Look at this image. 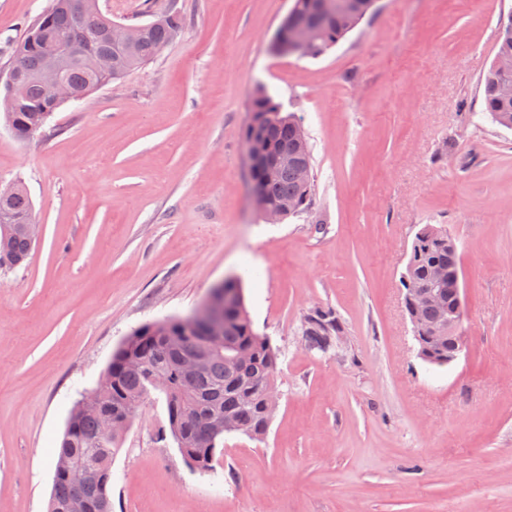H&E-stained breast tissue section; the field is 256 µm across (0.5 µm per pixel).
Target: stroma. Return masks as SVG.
<instances>
[{
	"mask_svg": "<svg viewBox=\"0 0 512 512\" xmlns=\"http://www.w3.org/2000/svg\"><path fill=\"white\" fill-rule=\"evenodd\" d=\"M49 3L0 0V77ZM173 3L186 25L153 61L28 141L0 122V184H24L40 227L0 271V512H47L69 413L113 351L231 277L280 352L267 437L225 435L196 470L153 392L112 460V512H512V129L481 113L512 0H377L317 58L269 50L292 0H99L125 24ZM260 84L313 155V204L279 224L248 192ZM426 224L460 255L445 367L418 357L400 282ZM316 307L344 321L326 352L301 333Z\"/></svg>",
	"mask_w": 512,
	"mask_h": 512,
	"instance_id": "stroma-1",
	"label": "stroma"
}]
</instances>
